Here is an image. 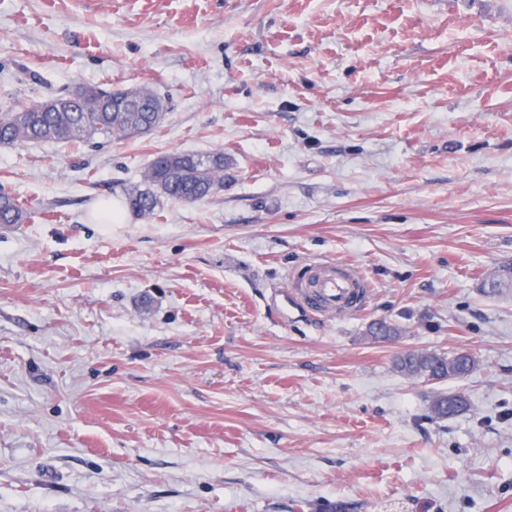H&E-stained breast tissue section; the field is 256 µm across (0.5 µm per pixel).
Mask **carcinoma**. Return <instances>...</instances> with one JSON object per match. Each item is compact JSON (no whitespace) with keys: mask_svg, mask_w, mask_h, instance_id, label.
Wrapping results in <instances>:
<instances>
[{"mask_svg":"<svg viewBox=\"0 0 512 512\" xmlns=\"http://www.w3.org/2000/svg\"><path fill=\"white\" fill-rule=\"evenodd\" d=\"M67 94L56 95L18 111L0 112V146L28 142H71L97 135L122 140L150 134L166 118L162 99L148 88L112 92L100 86H85L79 97L67 102ZM224 153L169 151L158 156L139 183L123 188L128 209L145 217L154 213L162 200L187 203L202 201L224 190ZM24 211L8 194H0V224H21ZM475 367L470 357L406 353L396 361L397 370L428 381L462 378ZM465 401L457 394L440 395L430 406L437 418L461 412Z\"/></svg>","mask_w":512,"mask_h":512,"instance_id":"obj_1","label":"carcinoma"}]
</instances>
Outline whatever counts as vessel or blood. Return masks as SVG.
Segmentation results:
<instances>
[{"label": "vessel or blood", "instance_id": "1", "mask_svg": "<svg viewBox=\"0 0 512 512\" xmlns=\"http://www.w3.org/2000/svg\"><path fill=\"white\" fill-rule=\"evenodd\" d=\"M366 294L357 268L348 262L323 259L293 272L282 291L285 306L323 318L357 312Z\"/></svg>", "mask_w": 512, "mask_h": 512}]
</instances>
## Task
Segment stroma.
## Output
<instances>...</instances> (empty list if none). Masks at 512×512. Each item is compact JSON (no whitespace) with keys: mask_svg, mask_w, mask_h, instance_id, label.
<instances>
[{"mask_svg":"<svg viewBox=\"0 0 512 512\" xmlns=\"http://www.w3.org/2000/svg\"><path fill=\"white\" fill-rule=\"evenodd\" d=\"M78 85L167 115L0 147V512H512V0H0V106ZM215 150L221 192L97 221ZM321 257L367 309L282 316ZM395 365L397 370L404 375L434 381L462 378L473 370L475 361L471 357L406 353L397 359ZM465 406L460 395H440L432 401L430 410L434 417L445 418L461 412Z\"/></svg>","mask_w":512,"mask_h":512,"instance_id":"35a3bbf8","label":"stroma"}]
</instances>
